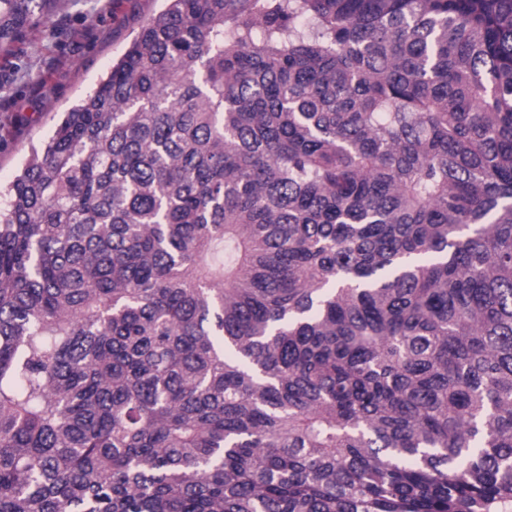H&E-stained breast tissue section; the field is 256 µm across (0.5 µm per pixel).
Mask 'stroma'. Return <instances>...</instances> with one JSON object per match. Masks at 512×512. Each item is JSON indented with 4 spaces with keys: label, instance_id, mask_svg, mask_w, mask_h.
I'll use <instances>...</instances> for the list:
<instances>
[{
    "label": "stroma",
    "instance_id": "35a3bbf8",
    "mask_svg": "<svg viewBox=\"0 0 512 512\" xmlns=\"http://www.w3.org/2000/svg\"><path fill=\"white\" fill-rule=\"evenodd\" d=\"M163 7L164 0H61L28 29L14 57L0 60V187Z\"/></svg>",
    "mask_w": 512,
    "mask_h": 512
}]
</instances>
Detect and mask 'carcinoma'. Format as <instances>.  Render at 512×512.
<instances>
[{
	"label": "carcinoma",
	"mask_w": 512,
	"mask_h": 512,
	"mask_svg": "<svg viewBox=\"0 0 512 512\" xmlns=\"http://www.w3.org/2000/svg\"><path fill=\"white\" fill-rule=\"evenodd\" d=\"M166 2L0 191V512H501L512 0Z\"/></svg>",
	"instance_id": "obj_1"
}]
</instances>
